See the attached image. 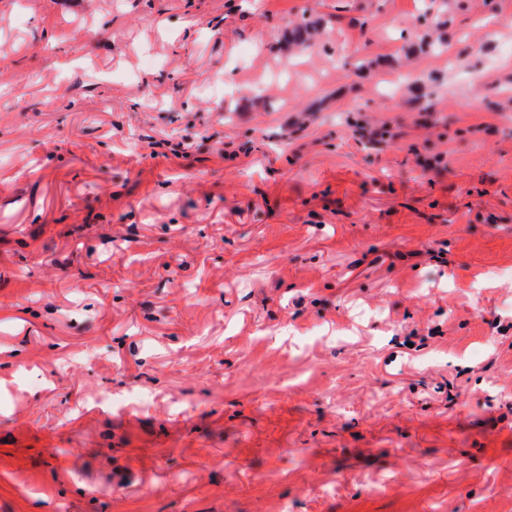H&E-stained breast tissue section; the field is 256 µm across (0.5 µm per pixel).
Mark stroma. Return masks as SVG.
Instances as JSON below:
<instances>
[{
  "label": "stroma",
  "mask_w": 512,
  "mask_h": 512,
  "mask_svg": "<svg viewBox=\"0 0 512 512\" xmlns=\"http://www.w3.org/2000/svg\"><path fill=\"white\" fill-rule=\"evenodd\" d=\"M0 52V512H512V0H0Z\"/></svg>",
  "instance_id": "35a3bbf8"
}]
</instances>
